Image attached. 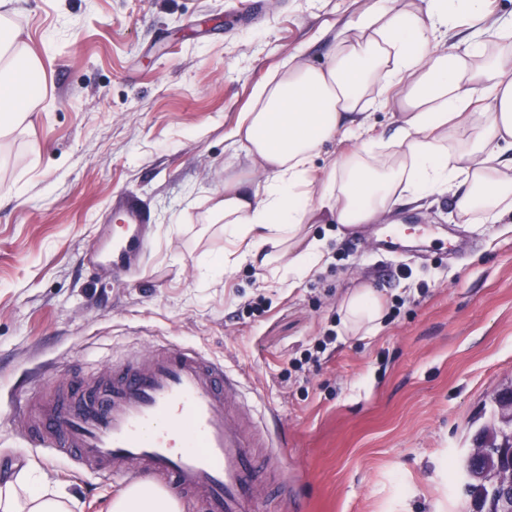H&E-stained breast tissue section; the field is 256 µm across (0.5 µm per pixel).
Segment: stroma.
I'll use <instances>...</instances> for the list:
<instances>
[{
  "label": "stroma",
  "mask_w": 512,
  "mask_h": 512,
  "mask_svg": "<svg viewBox=\"0 0 512 512\" xmlns=\"http://www.w3.org/2000/svg\"><path fill=\"white\" fill-rule=\"evenodd\" d=\"M248 2L24 0L44 101L0 139V474L35 465L76 512H108L122 481L27 432L72 378L189 346L224 360L288 434V492L255 512H471L449 472L512 380V223L462 220L447 193L352 234L312 225L326 256L294 286L251 263L209 273L226 247L206 221L213 194L231 175L265 180L226 141L255 85L291 56L325 63L367 4ZM122 193L149 228L138 269L116 279L91 257L121 226ZM358 288L382 303L366 336L341 321Z\"/></svg>",
  "instance_id": "stroma-1"
}]
</instances>
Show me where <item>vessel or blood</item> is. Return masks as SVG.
Masks as SVG:
<instances>
[{"label":"vessel or blood","mask_w":512,"mask_h":512,"mask_svg":"<svg viewBox=\"0 0 512 512\" xmlns=\"http://www.w3.org/2000/svg\"><path fill=\"white\" fill-rule=\"evenodd\" d=\"M118 207L126 224L113 240L117 276L140 260L146 220L132 198L119 197ZM238 392L223 362L193 348L160 346L115 362L108 378L82 382L53 401L27 440L105 480L152 477L197 499L203 512H252L259 466Z\"/></svg>","instance_id":"vessel-or-blood-1"}]
</instances>
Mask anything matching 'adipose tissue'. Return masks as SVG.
<instances>
[{
	"instance_id": "ef3b65f1",
	"label": "adipose tissue",
	"mask_w": 512,
	"mask_h": 512,
	"mask_svg": "<svg viewBox=\"0 0 512 512\" xmlns=\"http://www.w3.org/2000/svg\"><path fill=\"white\" fill-rule=\"evenodd\" d=\"M21 0H0V137L29 124L43 99V63L16 18ZM398 0H373L338 31L325 64L285 60L252 95L228 137L234 152L266 175L263 185L228 178L216 192L208 221L224 227L233 245L214 271L250 261L281 264L295 283L320 266L323 244L306 228L329 221L347 230L378 223L401 203L464 184L459 216L481 212L497 224L512 213V42L486 54L487 31L466 34L455 51L436 42L459 18L475 23L487 0H425L407 10ZM400 109L390 154L374 149L366 119L387 104ZM463 133L456 149L449 130ZM355 146L323 172L313 163L336 138ZM382 306L368 288L342 305L350 334L371 330ZM76 499L34 468L0 487V512H74ZM108 512H181L178 500L149 481L128 485Z\"/></svg>"
}]
</instances>
